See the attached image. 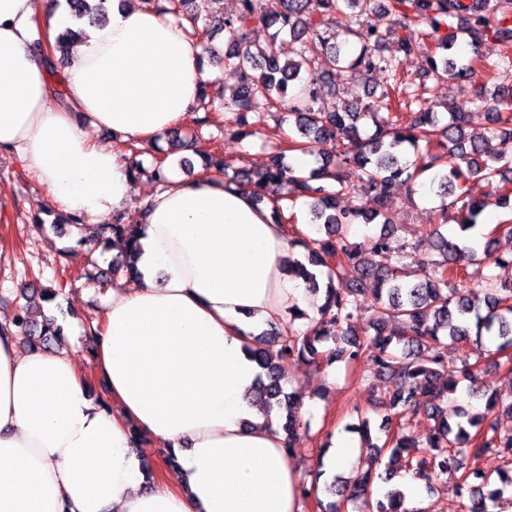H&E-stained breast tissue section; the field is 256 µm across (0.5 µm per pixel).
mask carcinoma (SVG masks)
Segmentation results:
<instances>
[{"mask_svg":"<svg viewBox=\"0 0 512 512\" xmlns=\"http://www.w3.org/2000/svg\"><path fill=\"white\" fill-rule=\"evenodd\" d=\"M317 2L318 17L303 21L308 5ZM70 14L82 21L102 22L108 14L109 0H67ZM160 12L184 24L186 34L204 43L205 52L218 59L224 68L236 73L238 86L224 109L235 113L238 134L250 133L249 114L275 108L294 118L296 135L279 138L272 144L267 162L256 176L234 170L231 160L207 158L204 169L224 176V180L252 188L255 198L273 197L294 201L307 199L311 223L324 228L325 236L312 240L307 261H293L291 272L304 279L313 291L319 290L318 276L326 279L320 318L309 320L304 330H293L295 321L307 314L294 307L288 310L290 329H274L256 338L249 348L250 359L261 369L251 395L266 411L278 408L286 412L288 456L299 455L302 423L301 395L284 390L283 380L290 365L304 361L322 368L337 361L357 363L367 358L377 364L378 372L393 383L379 398L387 410L386 439L381 449L390 451L389 460L407 448L426 447L423 455L406 460L413 476L428 483L452 471L457 474L455 492L468 497L467 512H495L507 492V484H491L482 470L470 460L490 450L512 456V432L501 430L498 415L512 418V398L496 392H484V410L473 415L462 411L456 393L460 383L471 375V355L484 352L483 337L499 340L496 352L512 349V284L497 285L485 268L512 266V252H498L490 238L473 245L468 234L477 226L485 203L462 191L473 177H482L495 186L499 199L512 198V85L480 82L474 85L472 100L488 107L492 127L489 133L471 134L466 130L467 112L457 108L443 118L422 107L409 92L411 83L401 79V57L420 50L428 72L438 81L470 76L477 69L493 75L512 69V59L504 55L496 60L483 58L478 47L489 37L512 41V0H237L230 13L201 17L192 11L195 0H147ZM342 24L359 40L356 54L333 42L331 30ZM254 27L273 30L265 45L248 40ZM422 28V42L414 44L404 35ZM228 32L230 42L220 53L212 45L213 34ZM287 34L297 43L295 55L280 59L278 41ZM77 31L60 33L53 45L59 55L51 63L66 59L69 43ZM394 39V50L384 55L387 37ZM468 39L474 56L464 59L453 51L458 37ZM365 75L380 71L392 78V84L376 100L348 104L327 112L315 107L321 93L340 92L346 73ZM369 117L375 127L364 138L359 123ZM334 144L335 157L326 159L305 175L287 161V153L299 151L312 156L319 144ZM287 146H282V143ZM413 149L414 160L401 157L403 147ZM452 157L445 170H435L442 155ZM135 174L147 175L155 183H168L169 167L157 161L146 170L133 162ZM433 172L430 186L436 195H456L450 204L457 209V227L444 233L435 228L419 241L421 257L404 262V251L391 245L395 224L386 207L402 188L411 189L418 179ZM350 188L372 195L375 208H354L336 212L337 197ZM381 225L379 235L361 244L349 241L355 221ZM139 225L129 224L121 214L105 224L96 239L99 255L112 249V242H123L121 255L112 257L108 277L138 275L141 250ZM473 272H468V268ZM345 279L350 287L336 282ZM374 282L371 316L360 315V296L365 281ZM15 328L14 335L30 349L47 347L58 341L61 327L53 318L39 321L30 303L16 307L12 322L1 331ZM475 337V348L450 362L442 352V338L466 344ZM333 342L325 349L323 345ZM425 415L435 421L426 444L411 440L403 431L408 414ZM475 432H470L471 428ZM380 457L370 461L368 469L354 482L340 481L335 494L352 500L367 492L375 480L389 482L392 471L375 473ZM405 494L389 490L368 512H408L403 508Z\"/></svg>","mask_w":512,"mask_h":512,"instance_id":"1","label":"carcinoma"}]
</instances>
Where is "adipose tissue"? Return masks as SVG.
Masks as SVG:
<instances>
[{
	"instance_id": "obj_1",
	"label": "adipose tissue",
	"mask_w": 512,
	"mask_h": 512,
	"mask_svg": "<svg viewBox=\"0 0 512 512\" xmlns=\"http://www.w3.org/2000/svg\"><path fill=\"white\" fill-rule=\"evenodd\" d=\"M63 19L48 0H0V152L89 235L138 191L93 131L154 145L191 119L212 75L173 18L112 0L110 23L88 28L53 80L32 44L53 46ZM148 201L140 275L114 284L93 322L92 373L0 334V512H301L279 420L248 397L253 336L288 306L317 313L288 274V230L272 204L209 171ZM141 441L176 469L148 473Z\"/></svg>"
}]
</instances>
